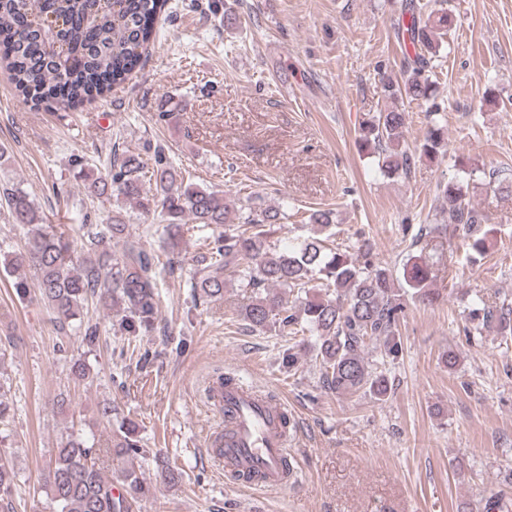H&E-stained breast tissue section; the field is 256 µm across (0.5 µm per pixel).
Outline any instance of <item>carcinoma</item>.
Returning <instances> with one entry per match:
<instances>
[{
	"label": "carcinoma",
	"instance_id": "carcinoma-1",
	"mask_svg": "<svg viewBox=\"0 0 512 512\" xmlns=\"http://www.w3.org/2000/svg\"><path fill=\"white\" fill-rule=\"evenodd\" d=\"M165 0H0V50L7 61L8 78L17 95L34 104L68 107L102 95L124 83L139 65L141 55L158 33V18ZM445 0L424 8L412 0L405 3L402 25L405 53L399 78L382 83V93L393 106L374 113L363 125L360 146L373 149L381 172L405 173L412 156L401 146L405 112L396 107L404 100L429 102L435 81L430 73L441 57L451 15ZM446 129L431 119L421 155L434 159L443 152ZM90 190L98 196H114L135 204L145 213H156L162 223L169 251L166 262L143 249L140 240L127 234L128 224L117 211L110 223L81 225L74 241L46 225V216L34 200L17 187H0L4 204L16 226L26 231L24 248L3 256L0 266L15 277L16 295L35 293L63 328L73 327L92 348L99 344L100 327L88 318V307L99 306L121 314L122 329L129 336H143L154 326L158 267L174 269L179 264L175 246L187 225L230 227L224 233L202 238L209 252L193 276V287L211 299L224 296L228 277L252 289L251 300L240 310L242 320L254 331L271 326L291 338L314 337L323 387L337 394L361 392L384 401L392 390L379 368L395 361L402 352L398 326L411 296L433 303L428 288L431 268L414 263L404 269L405 286L396 285L394 270L370 259L372 248L364 242L356 253L326 245L333 225L332 213L317 210L310 215L314 234L297 248L275 251L267 226L280 223L278 209L240 204L214 190L184 179L182 171L166 156L163 147L150 161L140 155L113 154L110 167L92 175ZM440 210L448 224H435L419 237L441 234L447 226L474 232L485 217L466 199L463 186L453 180L439 185ZM121 240V258L112 256V241ZM34 269L29 283L20 275ZM320 283V294L294 301L269 288L308 293L309 284ZM476 330H494L512 337V305L485 304L473 310ZM379 355L370 362L365 351ZM74 381L93 385L96 375L85 361L71 368ZM98 415L112 427L110 448L120 462L113 477L104 476L99 465L101 449L95 436L72 434L61 439L49 463L44 488L56 512H133L147 498L150 487L140 473L145 450L137 439L136 425L116 415L104 403ZM159 480L175 486L183 472L168 459L154 458ZM12 461L0 456V500L11 495ZM485 512H512V499L493 491L485 499Z\"/></svg>",
	"mask_w": 512,
	"mask_h": 512
}]
</instances>
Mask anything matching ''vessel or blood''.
I'll use <instances>...</instances> for the list:
<instances>
[{
	"mask_svg": "<svg viewBox=\"0 0 512 512\" xmlns=\"http://www.w3.org/2000/svg\"><path fill=\"white\" fill-rule=\"evenodd\" d=\"M208 403L221 420L211 429L208 454L215 468L249 475L251 485L284 488L291 481L288 456V409L266 399L243 381L213 379Z\"/></svg>",
	"mask_w": 512,
	"mask_h": 512,
	"instance_id": "vessel-or-blood-1",
	"label": "vessel or blood"
}]
</instances>
